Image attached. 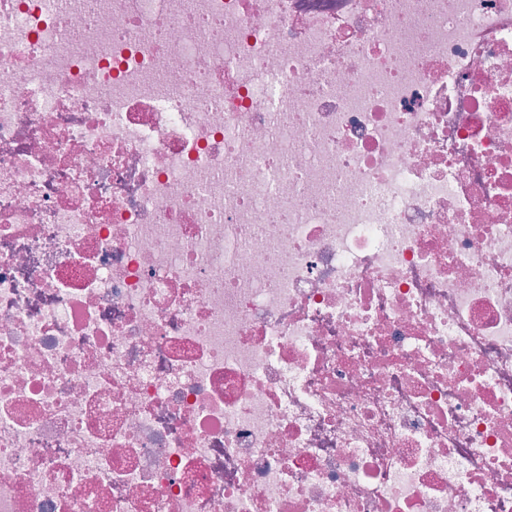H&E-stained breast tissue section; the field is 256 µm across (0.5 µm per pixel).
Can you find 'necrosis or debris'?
I'll return each mask as SVG.
<instances>
[{
  "instance_id": "4bbe7bcc",
  "label": "necrosis or debris",
  "mask_w": 512,
  "mask_h": 512,
  "mask_svg": "<svg viewBox=\"0 0 512 512\" xmlns=\"http://www.w3.org/2000/svg\"><path fill=\"white\" fill-rule=\"evenodd\" d=\"M0 512H512V0H0Z\"/></svg>"
}]
</instances>
